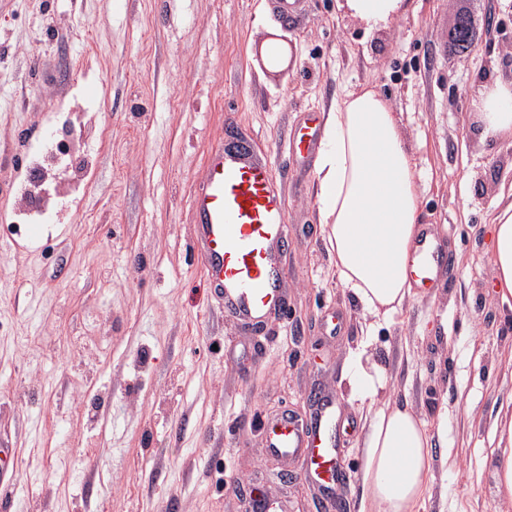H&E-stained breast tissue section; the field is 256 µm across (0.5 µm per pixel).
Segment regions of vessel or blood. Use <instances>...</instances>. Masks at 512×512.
<instances>
[{
	"label": "vessel or blood",
	"instance_id": "obj_1",
	"mask_svg": "<svg viewBox=\"0 0 512 512\" xmlns=\"http://www.w3.org/2000/svg\"><path fill=\"white\" fill-rule=\"evenodd\" d=\"M271 12L283 20L300 19L305 0H270ZM290 149L313 155L318 149L314 119L302 122ZM192 240L206 259V276L226 314L246 325L262 324L284 305L279 255L288 236L283 190L266 162L235 147L213 151L203 181L189 203ZM448 254L437 234L422 227L408 276L430 289L442 287ZM338 401L321 395L306 423L282 415L263 425L269 454L299 463L318 493L334 498L342 471L335 443Z\"/></svg>",
	"mask_w": 512,
	"mask_h": 512
}]
</instances>
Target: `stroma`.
<instances>
[{
    "label": "stroma",
    "mask_w": 512,
    "mask_h": 512,
    "mask_svg": "<svg viewBox=\"0 0 512 512\" xmlns=\"http://www.w3.org/2000/svg\"><path fill=\"white\" fill-rule=\"evenodd\" d=\"M458 7L481 24L467 61L448 41ZM271 38L290 48L277 67ZM496 78L512 81V0H407L379 31L337 0H306L293 22L268 0H0V448L18 451L0 512H252L255 486L288 512H356L360 352L385 373L379 401L440 435L418 512H512L491 456L512 402V304L490 240L512 137L482 142L472 108ZM366 86L392 104L419 220L451 260L443 288L381 324L341 284L315 171L287 150L304 113ZM230 117L271 161L291 230L288 303L257 329L225 316L191 247L188 199ZM67 130L87 174L54 196L53 223L22 233L33 150ZM319 387L354 422L336 433L330 505L266 457L261 431L276 412L306 418Z\"/></svg>",
    "instance_id": "stroma-1"
}]
</instances>
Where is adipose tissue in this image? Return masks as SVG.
<instances>
[{
    "mask_svg": "<svg viewBox=\"0 0 512 512\" xmlns=\"http://www.w3.org/2000/svg\"><path fill=\"white\" fill-rule=\"evenodd\" d=\"M346 12L377 29L406 0H345ZM473 107L482 139L512 135V82H488ZM317 204L340 281L372 318L388 320L412 297L407 275L422 198L413 159L388 98L369 88L334 101L319 149ZM492 248L502 298L512 297V201L492 224ZM350 383L361 402L365 437L359 512H415L427 490L432 436L416 414L396 402L377 404L386 385L379 369L354 360ZM498 491L512 501V403L499 410Z\"/></svg>",
    "mask_w": 512,
    "mask_h": 512,
    "instance_id": "ef3b65f1",
    "label": "adipose tissue"
}]
</instances>
